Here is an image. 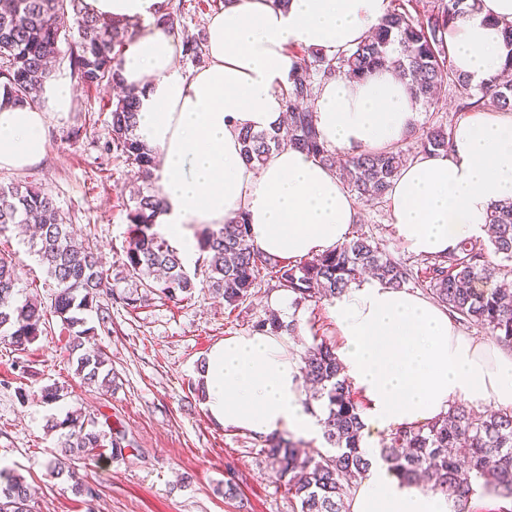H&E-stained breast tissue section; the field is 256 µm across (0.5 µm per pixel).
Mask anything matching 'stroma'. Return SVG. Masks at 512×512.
Wrapping results in <instances>:
<instances>
[{
    "mask_svg": "<svg viewBox=\"0 0 512 512\" xmlns=\"http://www.w3.org/2000/svg\"><path fill=\"white\" fill-rule=\"evenodd\" d=\"M114 98L112 88L73 84L70 110L49 117L46 158L24 171L1 169L0 184L28 181L53 194L76 239L96 244L110 284L123 293L130 287L122 266L130 228L125 202L139 181L133 167L105 148ZM77 125L82 135L75 141L67 133ZM360 211L359 230L393 257L411 259L394 235L387 203H364ZM27 249L19 230L0 234V253L19 260L21 289L49 302L52 282ZM283 297L263 282L232 312L208 291L181 301L151 294L134 309L113 305L111 326L87 341L108 355L119 376L109 392L76 375L59 324L23 350L0 340V468L24 477L32 512H293L283 479L262 451L264 439L217 425L198 393L210 348L251 334L270 311L298 321L297 336L288 339L290 355L300 356L322 339L337 344L328 300L294 309L280 306ZM52 384L63 397L44 402L41 389ZM22 389L24 401L18 397ZM75 408L109 415L125 433L122 457L92 456L79 465L82 479L97 490L92 502L75 493L71 480L50 477L45 468L59 441L47 426ZM230 477L240 488L234 499L224 496Z\"/></svg>",
    "mask_w": 512,
    "mask_h": 512,
    "instance_id": "35a3bbf8",
    "label": "stroma"
}]
</instances>
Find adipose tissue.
I'll list each match as a JSON object with an SVG mask.
<instances>
[{"label":"adipose tissue","mask_w":512,"mask_h":512,"mask_svg":"<svg viewBox=\"0 0 512 512\" xmlns=\"http://www.w3.org/2000/svg\"><path fill=\"white\" fill-rule=\"evenodd\" d=\"M83 5L100 19L137 26L120 74L139 94L138 133L156 153L165 202L156 222L183 259L199 253L191 226L224 224L241 212L252 243L270 256L311 257L346 241L359 209L339 176L288 146L252 168L239 133L278 127L296 65L293 47L348 53L389 0H229L208 21V65L190 73L179 65L178 34L157 22L166 0ZM507 23L512 0H479L476 12L448 31L453 68L476 84L498 73ZM316 95L320 139L339 154L399 142L419 118L404 83L387 71L329 79ZM5 96L0 88V169L22 171L47 153L49 115L69 111L68 81L45 83L35 105L8 104ZM505 198H512V114L505 113L458 122L451 151L418 154L387 194L396 237L418 255H442L463 239L484 237L491 204ZM328 311L340 336L336 356L365 403L362 449L371 466L350 512H456L447 494L402 482L381 458L378 438L445 416L461 401L512 410V353L463 336L444 307L406 288L355 285ZM203 380L208 413L224 428L264 437L283 427L303 435L320 428L283 337L225 338L209 350Z\"/></svg>","instance_id":"adipose-tissue-1"}]
</instances>
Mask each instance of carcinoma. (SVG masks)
<instances>
[{
  "instance_id": "carcinoma-1",
  "label": "carcinoma",
  "mask_w": 512,
  "mask_h": 512,
  "mask_svg": "<svg viewBox=\"0 0 512 512\" xmlns=\"http://www.w3.org/2000/svg\"><path fill=\"white\" fill-rule=\"evenodd\" d=\"M82 2L7 0L0 9V86L13 102L37 103L50 78L49 62L60 33L70 22L78 30V40L68 55L70 75L88 88L121 82L120 56L136 24L109 23L91 16ZM192 2L168 0V12L157 22L176 29L178 16L190 10ZM474 7L475 0H428L413 14L398 4L387 10L372 33L350 53L328 58L310 50L301 55L284 93L288 145L338 169L355 199L372 202L386 197L409 154L396 144L337 159L316 130L315 90L321 82L341 74L362 79L389 68L407 80L411 98L428 110L439 108L451 87L462 109L492 106L512 112V82L491 77L475 86L448 59L445 34ZM206 44L203 30L183 36V56L197 65L206 63ZM137 108L138 96L132 89L116 98L108 141L116 157L137 168L142 179L129 198L127 217L132 232L123 246V268L133 290L119 296L126 306L137 307L140 289L167 299H185L201 287L221 296L233 311L252 295L262 274L298 306L315 298L339 297L370 276L393 289L411 283L424 288L452 319L512 346V198L492 205L487 241L466 239L446 255L423 256L411 263L392 257L363 232L334 250L299 261L271 257L254 248L242 214L233 224L195 233L202 258L190 271L178 249L155 230L160 208L153 187L156 162L153 151L136 133ZM411 137L421 151L447 153L453 146L452 131L442 125L415 129ZM240 141L244 160L256 168L282 145L278 133L268 131L246 130ZM14 224L37 229L30 254L43 265L56 291L48 311L29 298L20 299L19 262L13 254L0 253V336L25 348L48 334L47 315L51 314L68 334L67 346L76 355V374L89 385L112 390L115 374L107 354L84 349V338L96 330L88 325V316H95L103 328L112 323V309L101 298L114 293L108 290V274L98 249L88 241L74 242L67 217L53 196L29 182L0 186V233ZM296 330V319L286 322L276 312L253 325L255 332L277 336H292ZM301 370L314 390V399L322 402L324 417L319 422L328 449L310 454L301 450L303 440L274 433L266 439L265 454L285 479L296 512H345L353 481L370 467L360 449L359 404L329 343L322 341L309 348ZM57 428L66 433L60 452L46 464L48 473L56 478L68 476L75 480L77 493L93 496L95 490L77 480L75 463L98 448L122 453L118 433L98 429L97 418L79 410L50 424V429ZM380 454L398 477L455 497L456 512H465L479 488L512 500V410L481 413L464 403L455 404L441 419L396 428ZM0 512H31L25 481L8 469H0Z\"/></svg>"
}]
</instances>
